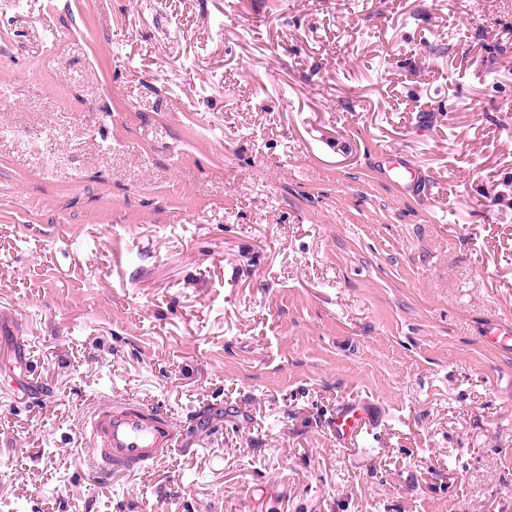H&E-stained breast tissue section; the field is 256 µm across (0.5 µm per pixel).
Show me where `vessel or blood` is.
Wrapping results in <instances>:
<instances>
[{
    "label": "vessel or blood",
    "instance_id": "vessel-or-blood-1",
    "mask_svg": "<svg viewBox=\"0 0 512 512\" xmlns=\"http://www.w3.org/2000/svg\"><path fill=\"white\" fill-rule=\"evenodd\" d=\"M385 174L400 190L413 196H428L425 179L413 171L406 156L385 159ZM366 411L351 407L339 412L335 427L338 438L357 435ZM87 437L90 465L100 476L132 474L148 469L151 462L169 456L175 447L177 429L167 413L133 399L109 400L90 416Z\"/></svg>",
    "mask_w": 512,
    "mask_h": 512
}]
</instances>
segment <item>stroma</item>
<instances>
[{
  "label": "stroma",
  "instance_id": "stroma-1",
  "mask_svg": "<svg viewBox=\"0 0 512 512\" xmlns=\"http://www.w3.org/2000/svg\"><path fill=\"white\" fill-rule=\"evenodd\" d=\"M496 322L512 0H0V512H512ZM385 167L386 178L400 190L413 196L428 198L429 186L426 180L419 177L416 170H412V165L406 156L398 153L388 155L385 159ZM90 465L99 476L132 474L169 456L177 429L167 413L133 399L107 400L90 416ZM365 416L366 411L361 407H351L339 412L334 422L336 436L339 439H347L348 437L352 438L356 436Z\"/></svg>",
  "mask_w": 512,
  "mask_h": 512
}]
</instances>
